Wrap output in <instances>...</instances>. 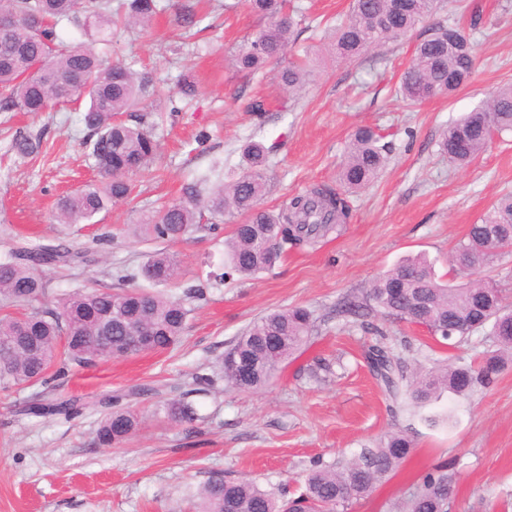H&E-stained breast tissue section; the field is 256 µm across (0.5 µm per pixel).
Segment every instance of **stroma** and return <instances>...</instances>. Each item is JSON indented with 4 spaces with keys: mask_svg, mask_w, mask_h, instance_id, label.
<instances>
[{
    "mask_svg": "<svg viewBox=\"0 0 512 512\" xmlns=\"http://www.w3.org/2000/svg\"><path fill=\"white\" fill-rule=\"evenodd\" d=\"M290 2L305 13L285 59L314 61L298 95L276 79V66L256 76L236 68L238 47L262 25L238 0H169L149 27L111 41L112 58L152 72L168 89L187 76L197 95L179 112L164 98L145 101L158 169L130 176L129 197L93 223L60 224L54 217L61 195L99 179L81 111L0 112V254L19 237L82 244L113 235L85 269L41 268L51 299L77 287H116L119 266L137 271L156 248L132 234L143 215L179 200L186 183L214 167L229 178L242 174L247 141L272 149L262 204L276 212L311 187L338 188V168L357 128L381 129L390 149L379 178L352 196L351 216L337 233L315 247L284 252L271 271L210 288L204 300L192 302L174 348L75 368L47 386L0 388V512H195L193 492L213 473L270 490L284 483L294 488L313 461L351 458L397 429L410 431L414 451L368 499L343 512H396L420 477L440 463L453 464L456 472L448 512H512V364L491 389L394 415L362 358L373 324L382 326L395 356L418 371L479 362L490 347L486 332L449 348L415 324L385 323L377 315L363 322L338 312L344 300H363L373 280L408 254H424L438 277L453 279L450 256L470 224L500 194L512 192V134L494 137L462 168L449 164L438 146L450 123L512 83V0H482L484 20L475 29L466 0H441L434 17L470 28L475 69L450 96L411 110L397 87L427 25L366 58L336 63L324 35L345 18L351 0ZM188 5L198 17L189 29L178 20ZM255 101L264 102L263 117L252 114ZM20 133L41 138L39 154L9 151ZM234 227L226 219L217 233L195 232L169 244L181 268L171 293L182 294L223 264L224 240ZM292 307L308 309L314 329L268 385L241 392L220 382L192 392L193 377L219 374L225 350L255 318ZM116 393L127 394L141 423L123 444L101 447L96 431ZM60 394L94 408L69 420L26 414L30 402ZM184 394L197 420L168 423L159 404ZM429 414L437 415L436 423L426 422Z\"/></svg>",
    "mask_w": 512,
    "mask_h": 512,
    "instance_id": "1",
    "label": "stroma"
}]
</instances>
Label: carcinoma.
Segmentation results:
<instances>
[{"instance_id": "cac0c4a2", "label": "carcinoma", "mask_w": 512, "mask_h": 512, "mask_svg": "<svg viewBox=\"0 0 512 512\" xmlns=\"http://www.w3.org/2000/svg\"><path fill=\"white\" fill-rule=\"evenodd\" d=\"M352 0L350 11L335 29L331 54L357 60L387 43L399 41L436 12L438 0ZM246 7L265 19L264 25L235 54L236 67L249 75L280 59L288 45L293 19L283 12L284 0H244ZM164 0H0V15L13 23L0 32V112L40 113L71 102L84 104L83 120L91 131L90 156L101 180L58 198L60 223L91 220L129 195V176L152 171L158 146L145 126L144 117L130 125L119 120L143 100L159 95L154 79L114 61L82 42L65 44L56 27L82 14V28H92L108 42L124 31L144 25L166 11ZM475 56L471 41L455 26L438 24L419 42L401 74L397 94L409 105L424 99L448 96L469 81ZM82 83L69 86L70 77ZM290 90L308 81L306 63H290L277 72ZM483 112H468L442 133L440 151L448 161L464 166L489 144L496 133L512 132V83L497 88L481 103ZM382 136L360 127L339 168L344 192L325 186L294 196L276 214L263 206L265 175L270 149L251 142L244 148L248 170L228 183H218L203 193L195 184L183 188L184 197L149 215L141 228L157 243L175 242L202 228L205 214L240 216L232 236L224 240V271L187 287L173 297L158 286L174 284L181 271L176 257L166 249L151 252L140 273L119 270L114 290L77 289L56 299L53 309H33L21 315L0 316V384L24 386L47 380L50 370L60 375L72 365H89L110 359L113 352L126 355L147 349L174 346L185 329L187 303L202 300L211 280L234 275L252 278L271 270L285 251L312 245L338 230L348 215L345 193L370 185L387 163ZM40 142L15 137L10 150L31 156ZM109 242L104 235L91 247L64 243L14 246L0 258V297L5 301L38 302L46 287L37 268L57 264L79 268L94 261L93 255ZM512 248V193L502 194L471 225L466 239L453 256L455 267L472 271L493 256ZM142 278L149 286L126 287ZM400 320L402 316L426 327L444 342L456 344L471 333L492 324L494 349L476 366H442L425 374H408L407 366L381 340L366 346L363 358L398 414L402 404L425 408L446 393L464 397L490 388L508 360H512V308L503 305L502 290L481 284L441 283L423 255L407 257L378 276L368 294V304L346 300L341 312L356 318L367 312ZM311 312L287 308L254 319L225 350L233 358L221 359L224 382L240 391H255L306 343L311 334ZM146 329L151 342L139 346L134 336ZM125 395L112 397V411L100 422L98 444L110 447L126 441L138 428V417L124 404ZM87 405L58 399L47 406L34 404L28 412L39 415L77 416ZM163 418L176 424L190 423L196 412L181 399L167 400L159 408ZM415 448L413 436L391 431L349 460L324 463L316 460L304 481V490L292 501H281L272 491L255 483L211 475L195 492L199 512H337L369 497L388 479ZM454 492V472L438 466L427 472L400 506V512H448Z\"/></svg>"}]
</instances>
